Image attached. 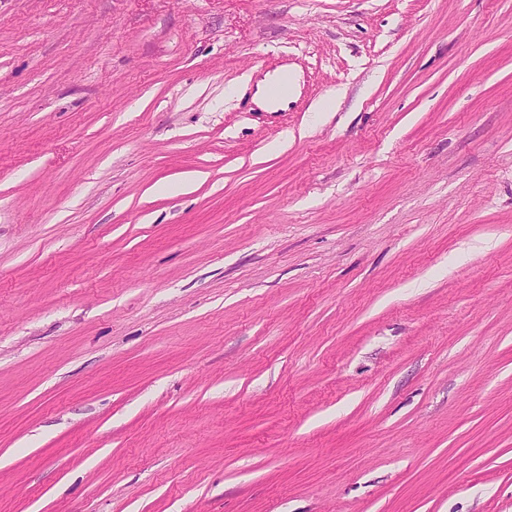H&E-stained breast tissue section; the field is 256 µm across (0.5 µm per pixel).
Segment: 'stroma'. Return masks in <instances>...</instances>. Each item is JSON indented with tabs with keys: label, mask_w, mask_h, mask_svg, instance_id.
<instances>
[{
	"label": "stroma",
	"mask_w": 512,
	"mask_h": 512,
	"mask_svg": "<svg viewBox=\"0 0 512 512\" xmlns=\"http://www.w3.org/2000/svg\"><path fill=\"white\" fill-rule=\"evenodd\" d=\"M0 512H512V0H0Z\"/></svg>",
	"instance_id": "obj_1"
}]
</instances>
